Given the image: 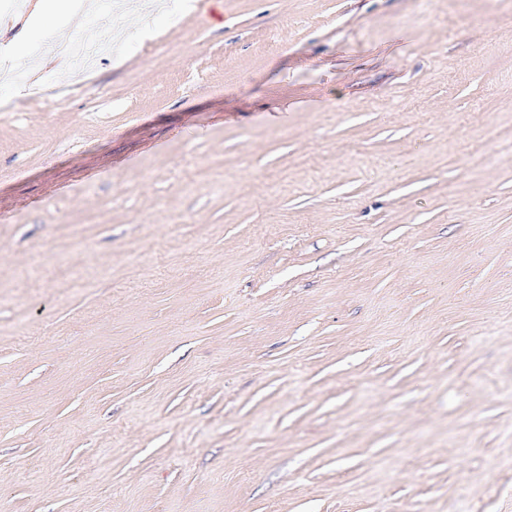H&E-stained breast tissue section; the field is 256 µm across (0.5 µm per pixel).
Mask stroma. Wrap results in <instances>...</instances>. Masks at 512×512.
<instances>
[{
    "label": "stroma",
    "instance_id": "obj_1",
    "mask_svg": "<svg viewBox=\"0 0 512 512\" xmlns=\"http://www.w3.org/2000/svg\"><path fill=\"white\" fill-rule=\"evenodd\" d=\"M88 2L38 96L0 0V512H512V0Z\"/></svg>",
    "mask_w": 512,
    "mask_h": 512
}]
</instances>
